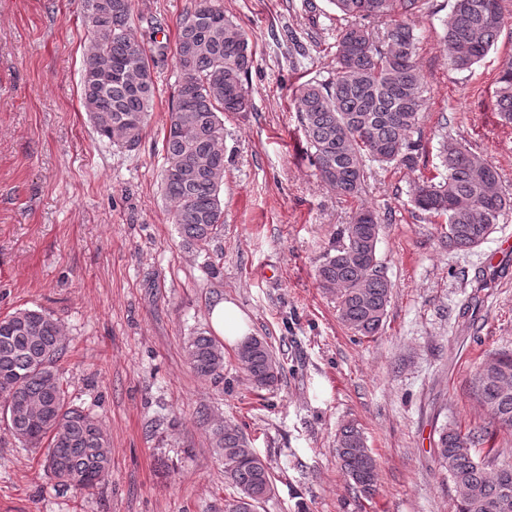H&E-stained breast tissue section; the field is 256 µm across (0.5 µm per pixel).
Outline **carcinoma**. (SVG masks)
Segmentation results:
<instances>
[{"label": "carcinoma", "mask_w": 512, "mask_h": 512, "mask_svg": "<svg viewBox=\"0 0 512 512\" xmlns=\"http://www.w3.org/2000/svg\"><path fill=\"white\" fill-rule=\"evenodd\" d=\"M418 0H329L346 24L336 31V66L300 84L293 105L308 157L320 181L345 197L362 193L369 162L413 169L417 165L424 83L416 62L418 37L412 13ZM503 0H452L443 38L452 69L467 71L497 40L504 22ZM90 38L84 67L112 70L94 86L81 81L82 106L101 139L129 148L145 131L157 91V58L166 46H145L132 33L133 0H83ZM174 55L178 81L164 134L162 191L183 244L204 251L221 233L224 210V113H247L254 103L247 76L255 61L248 32L224 15L222 0H195L179 23ZM502 119L512 123V58L502 65L496 90ZM440 179L410 186L412 205L448 224V246H478L512 210L499 174L477 152L443 139ZM381 217L359 209L345 225L344 243L326 253L317 268L321 288L337 297L338 317L358 336L383 326L391 283L378 259ZM195 373L216 379L224 373V345L201 331L184 341ZM64 332L51 315L18 309L0 316V404L14 437L45 446L44 467L57 485L91 490L112 476L110 438L88 414L67 400L58 374ZM237 359L257 388L274 386L282 367L258 337L237 350ZM477 393L493 423L512 430V352L496 355L477 373ZM492 436L484 428L463 433L451 424L438 431L434 463L461 495L454 512H512V462L476 447ZM224 459V480L234 492L224 512H256L274 492L266 461L236 427L211 428ZM336 452L351 484L371 496L377 461L361 431L346 425Z\"/></svg>", "instance_id": "carcinoma-1"}]
</instances>
